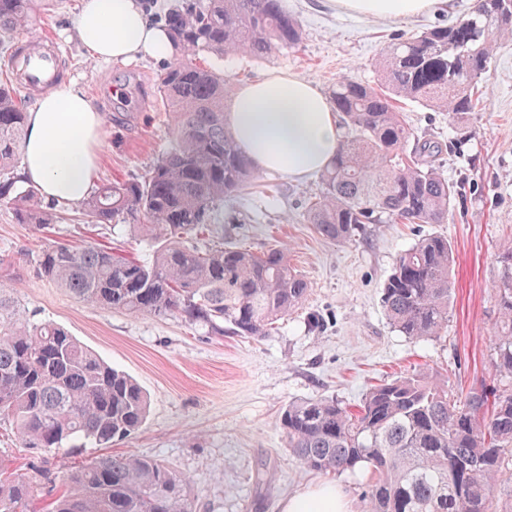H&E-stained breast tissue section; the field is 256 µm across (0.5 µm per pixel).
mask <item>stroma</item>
<instances>
[{"mask_svg":"<svg viewBox=\"0 0 512 512\" xmlns=\"http://www.w3.org/2000/svg\"><path fill=\"white\" fill-rule=\"evenodd\" d=\"M474 3L450 0L444 11L373 20L342 11L336 0H288L303 30L299 45L267 59L239 54L209 56L205 63L239 86L271 71L325 92L345 76L372 84L388 43L463 17ZM80 4L49 0L30 32L58 45L68 81L102 113L95 186L144 177L172 144L157 93L166 63L88 60L74 30ZM112 88L125 89L123 109L133 122L119 124L107 111ZM478 88L480 104L462 126L422 104L403 105L416 136L439 143L440 169L459 188L447 223L369 224L350 240H326L304 217L308 198L319 190L314 175L293 181L260 173L255 188L225 199L195 246L285 247L309 285L303 304L259 340L217 335L178 316L132 315L79 301L40 275L36 259L43 248L92 243L148 263L155 243L122 226L84 223L73 205L55 206V223L35 226L17 223L13 204L0 203V284L15 288L36 320L66 328L147 396L144 424L113 443L112 453L163 461L187 479L196 512H283L289 496L321 480L303 472L286 447L279 418L289 402L328 395L353 405L372 385L426 370L458 394L493 384L497 255L512 239V39L494 50ZM430 233L452 244L454 296L441 339L415 343L390 328L381 293L395 257ZM36 457L55 478V491L63 492L61 480L78 457L23 447L15 427L1 420L0 460L27 477Z\"/></svg>","mask_w":512,"mask_h":512,"instance_id":"obj_1","label":"stroma"}]
</instances>
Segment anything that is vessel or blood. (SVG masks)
Returning <instances> with one entry per match:
<instances>
[{
    "label": "vessel or blood",
    "mask_w": 512,
    "mask_h": 512,
    "mask_svg": "<svg viewBox=\"0 0 512 512\" xmlns=\"http://www.w3.org/2000/svg\"><path fill=\"white\" fill-rule=\"evenodd\" d=\"M11 66L16 81L33 94L51 88L67 74L61 54L44 37L18 42Z\"/></svg>",
    "instance_id": "obj_1"
}]
</instances>
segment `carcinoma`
<instances>
[{
  "label": "carcinoma",
  "mask_w": 512,
  "mask_h": 512,
  "mask_svg": "<svg viewBox=\"0 0 512 512\" xmlns=\"http://www.w3.org/2000/svg\"><path fill=\"white\" fill-rule=\"evenodd\" d=\"M38 0H0V45L33 25ZM165 23L176 53L159 84L174 144L141 180L105 184L79 203L87 224L135 222L159 243L151 263L86 245L54 243L37 259L41 276L77 299L136 315L176 314L217 334L262 339L306 299L307 281L285 248L187 247L215 220L224 198L254 178L249 158L224 125L233 82L200 54L265 59L298 45L302 27L282 0H204L172 8ZM512 38V0H476L472 12L386 47L373 86L344 76L329 91L345 136L319 176L305 217L317 232L344 241L364 224H446L457 186L436 164L434 142L415 136L397 102L448 113L462 125L476 108L473 89L497 43ZM25 100L0 82V202L18 203L20 224H50L38 192L14 175L25 134ZM412 149H407V146ZM498 321L491 371L498 384L455 397L427 372L372 386L347 407L332 396L288 403L280 426L305 471L366 470L367 512H493L512 468V241L498 254ZM453 248L442 234L419 238L395 259L384 283L388 325L413 342L441 338L452 298ZM141 387L100 359L64 327L35 321L15 289L0 285V417L25 448H108L144 423ZM52 512H194L187 482L161 460L97 455L67 473ZM39 483L0 464V512H28Z\"/></svg>",
  "instance_id": "carcinoma-1"
}]
</instances>
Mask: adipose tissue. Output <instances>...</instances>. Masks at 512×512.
I'll list each match as a JSON object with an SVG mask.
<instances>
[{
	"instance_id": "ef3b65f1",
	"label": "adipose tissue",
	"mask_w": 512,
	"mask_h": 512,
	"mask_svg": "<svg viewBox=\"0 0 512 512\" xmlns=\"http://www.w3.org/2000/svg\"><path fill=\"white\" fill-rule=\"evenodd\" d=\"M348 12L386 19L414 16L447 0H336ZM75 28L90 60L164 58L174 54L166 29L154 25L141 0H81ZM224 122L253 167L301 180L321 172L341 144L326 95L294 75H269L235 90ZM102 117L76 84L49 90L27 114L20 175L48 200L77 204L92 191ZM283 512H346L327 482L289 497Z\"/></svg>"
}]
</instances>
